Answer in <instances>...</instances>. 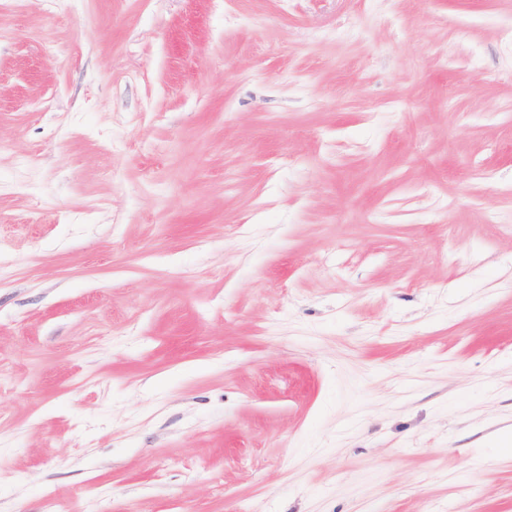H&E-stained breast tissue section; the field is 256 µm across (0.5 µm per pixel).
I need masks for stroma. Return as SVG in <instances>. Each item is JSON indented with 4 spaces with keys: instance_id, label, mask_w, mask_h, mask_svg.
Masks as SVG:
<instances>
[{
    "instance_id": "1",
    "label": "stroma",
    "mask_w": 512,
    "mask_h": 512,
    "mask_svg": "<svg viewBox=\"0 0 512 512\" xmlns=\"http://www.w3.org/2000/svg\"><path fill=\"white\" fill-rule=\"evenodd\" d=\"M508 27L0 0V512H512Z\"/></svg>"
}]
</instances>
